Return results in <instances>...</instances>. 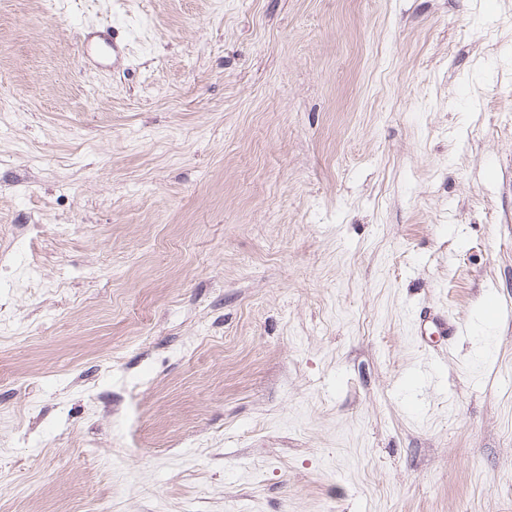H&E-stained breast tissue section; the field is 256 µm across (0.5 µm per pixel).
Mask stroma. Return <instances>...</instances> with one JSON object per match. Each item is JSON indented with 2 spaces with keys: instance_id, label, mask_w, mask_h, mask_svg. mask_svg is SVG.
<instances>
[{
  "instance_id": "35a3bbf8",
  "label": "stroma",
  "mask_w": 512,
  "mask_h": 512,
  "mask_svg": "<svg viewBox=\"0 0 512 512\" xmlns=\"http://www.w3.org/2000/svg\"><path fill=\"white\" fill-rule=\"evenodd\" d=\"M0 319V512H512V0H0ZM106 27L103 30L89 32L81 36L86 44L87 53L96 59L100 65L107 66L115 63L124 53L125 47L118 38L115 28Z\"/></svg>"
}]
</instances>
